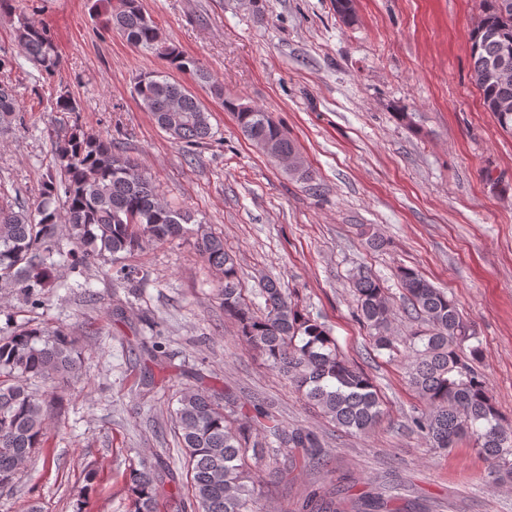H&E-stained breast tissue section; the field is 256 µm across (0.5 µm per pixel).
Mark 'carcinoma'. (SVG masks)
Wrapping results in <instances>:
<instances>
[{"mask_svg":"<svg viewBox=\"0 0 512 512\" xmlns=\"http://www.w3.org/2000/svg\"><path fill=\"white\" fill-rule=\"evenodd\" d=\"M20 0H0V12H18L15 40L20 53L51 78L62 57L44 25L19 8ZM136 50L164 59L195 80L208 81L199 59L159 40V29L145 14L140 0H119L108 18ZM512 46V10L503 12L499 0H481V16L471 34V79L483 96V105L499 125L512 130V112L498 106L512 102V78L490 75ZM214 94L236 115L245 138L278 161L296 158L293 142L269 112L240 109L214 82ZM134 93L159 128L181 147L184 156L211 138L209 113L183 84L164 71L140 74ZM25 124V114L12 89L0 85V125ZM55 167L41 182L35 202L14 207L0 192V288H10L38 306L59 287L54 270L61 257L73 274L82 275L92 263L112 262L113 280L132 284L139 270L121 260L149 243L163 244L191 237L202 258L221 274L219 294L224 314L238 325L244 343L285 376L309 406L350 433H368L381 414L380 399L371 378L341 352L330 328L303 312L280 284L268 279L259 296L264 307L254 311L241 286L236 262L224 248V239L203 224L192 223L189 211L161 200L156 185L141 167L112 149V141L85 134L73 125L56 145ZM64 197L65 221L74 247L57 244L56 200ZM398 277L410 310L421 321L407 342L392 332L393 312L385 288L371 273L352 275L356 316L368 330L373 346L389 360L406 363L409 383L424 405L411 424L430 448L446 451L464 441L489 462L488 477L512 479V425L495 406L485 377L475 362L480 345H471L475 330L461 316L447 292L415 270L402 267ZM82 374L67 328L24 326L0 336V487L11 483L35 449L44 445L52 415L36 387L48 391ZM173 424L183 448L191 493L169 494L170 512H256L249 451L262 446L277 458L288 449V466L306 458L320 469L326 466L317 436L303 429L285 433L259 405L249 408L221 398L205 387L180 392ZM133 512H158L164 492L160 471L143 466L125 476ZM379 496L345 501L328 480L298 506V512H383Z\"/></svg>","mask_w":512,"mask_h":512,"instance_id":"1","label":"carcinoma"}]
</instances>
